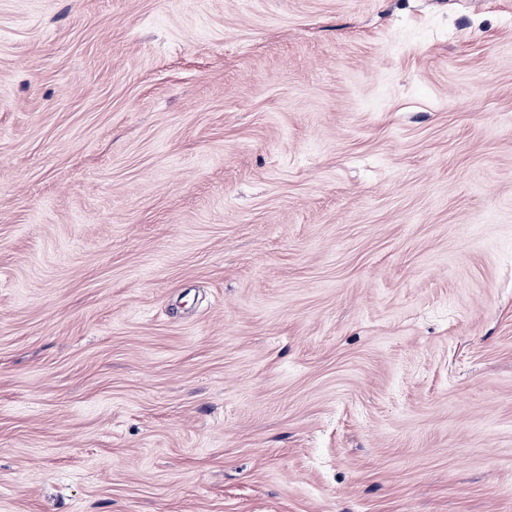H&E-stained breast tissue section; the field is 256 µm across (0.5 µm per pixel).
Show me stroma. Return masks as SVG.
I'll return each mask as SVG.
<instances>
[{
    "label": "stroma",
    "mask_w": 512,
    "mask_h": 512,
    "mask_svg": "<svg viewBox=\"0 0 512 512\" xmlns=\"http://www.w3.org/2000/svg\"><path fill=\"white\" fill-rule=\"evenodd\" d=\"M0 512H512V0H0Z\"/></svg>",
    "instance_id": "35a3bbf8"
}]
</instances>
